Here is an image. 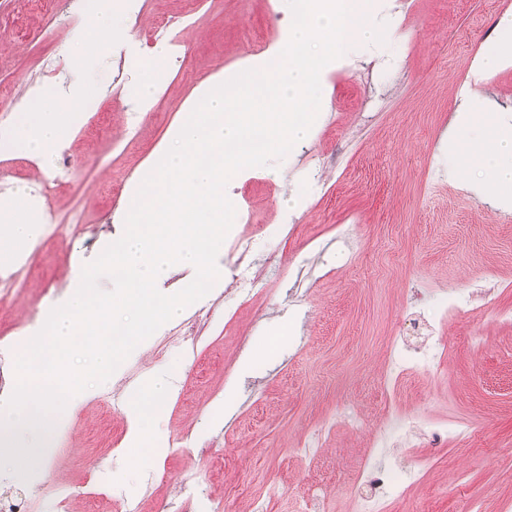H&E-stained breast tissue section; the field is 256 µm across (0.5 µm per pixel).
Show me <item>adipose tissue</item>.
I'll use <instances>...</instances> for the list:
<instances>
[{
  "label": "adipose tissue",
  "instance_id": "1",
  "mask_svg": "<svg viewBox=\"0 0 512 512\" xmlns=\"http://www.w3.org/2000/svg\"><path fill=\"white\" fill-rule=\"evenodd\" d=\"M124 32L122 15L112 7H105L81 20L75 54L82 59L101 55ZM83 102L84 94L79 88L64 97L46 96L18 114L11 131L13 143L20 145L41 171H49L51 158L70 144L81 122ZM498 110V105L489 98L477 99L464 94L448 132L449 150H460L461 133L483 125L485 117L495 115ZM477 145L479 150L470 163L488 172L490 178L471 180V190L493 205L512 206V130L483 137ZM43 228L44 222L35 214L25 187H16L9 196L0 199V267L15 264ZM170 395L169 384L162 378L149 381L133 394L126 441L136 454L155 453V424L165 411Z\"/></svg>",
  "mask_w": 512,
  "mask_h": 512
}]
</instances>
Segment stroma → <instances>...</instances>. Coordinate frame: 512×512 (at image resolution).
I'll list each match as a JSON object with an SVG mask.
<instances>
[{"mask_svg": "<svg viewBox=\"0 0 512 512\" xmlns=\"http://www.w3.org/2000/svg\"><path fill=\"white\" fill-rule=\"evenodd\" d=\"M270 0H126V29L99 59L76 66L80 0L33 11L0 0V126L45 94L85 87L94 101L73 143L42 172L17 147L0 150V196L27 187L46 221L21 257L25 280L0 298V337L38 332L47 307L65 304L85 264L124 233L128 188L143 180L169 144L180 113L202 88L246 70L287 19L268 21ZM191 14L190 24L179 17ZM400 33L371 62L333 75L313 134L282 160L231 179L236 208L218 254L212 290L161 326L62 414L52 446L22 480L0 471V503L32 501L57 512L41 483L76 488L72 512H174L182 477L198 471L214 499L242 512L280 487L269 512H302L308 482L328 483V512H356L352 471L380 462L374 422L389 409L386 435L400 445L415 422L465 423L475 446L424 444L408 459L419 474L403 512H512V323L472 314L477 288L496 285L512 309V210L490 206L458 172L448 149L470 68L512 16V0H394ZM172 44L149 111L135 109L136 56ZM512 119V64L478 86ZM463 302L446 328L445 374L419 373L381 389L391 349L416 317L441 314L448 295ZM208 319L195 341L184 321ZM154 377L175 398L159 419L158 454L124 450L125 413L101 399L117 379L132 396ZM223 401L224 419L210 417ZM373 424L355 432L337 411ZM210 460H202L200 448Z\"/></svg>", "mask_w": 512, "mask_h": 512, "instance_id": "1", "label": "stroma"}]
</instances>
